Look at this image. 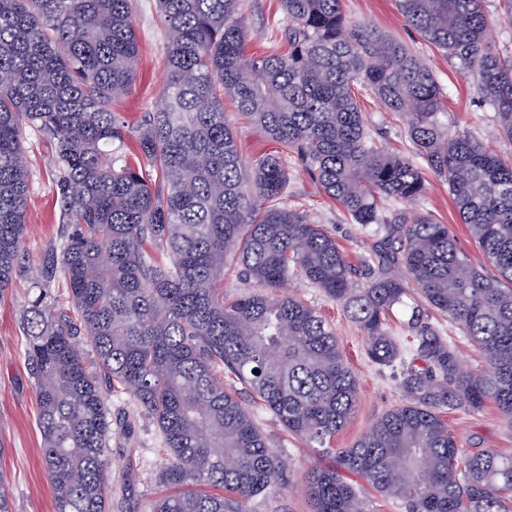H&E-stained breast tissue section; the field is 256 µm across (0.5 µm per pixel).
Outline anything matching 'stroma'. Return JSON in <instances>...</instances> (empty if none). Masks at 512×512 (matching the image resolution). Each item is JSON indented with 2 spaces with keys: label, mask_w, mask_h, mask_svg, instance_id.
<instances>
[{
  "label": "stroma",
  "mask_w": 512,
  "mask_h": 512,
  "mask_svg": "<svg viewBox=\"0 0 512 512\" xmlns=\"http://www.w3.org/2000/svg\"><path fill=\"white\" fill-rule=\"evenodd\" d=\"M342 5L351 20L404 43L433 71L448 102L450 128L475 135L493 152L512 154V143L500 137L472 80L404 23L396 0H343ZM244 7L249 53L257 55L279 46L280 36L288 26L280 0H244ZM135 26L140 40L136 83L126 97L112 106L114 112L130 123L142 113L159 108L167 76L166 36L156 0H138ZM361 105L381 142L390 149L411 154L412 145L400 122L392 120L371 98H363ZM224 119L235 131L245 161H253L272 150L273 145L264 132L245 120L232 105H225ZM23 145L31 170L25 216L29 257L17 270L9 293L0 300V472L5 473L10 482L15 512H54L50 480L42 463L36 383L25 356L21 321L31 283L41 270V261L50 247L59 243L65 227L59 222L50 145L31 130L24 131ZM287 168L291 174L290 204L305 209L312 221L323 225L335 237L348 260L353 265H360L371 253L374 229L348 223L336 202L325 196L297 159H288ZM418 209L447 224L460 250L472 264L491 270V262L460 224L446 182L434 174H427L426 192ZM288 290L328 318L336 331L343 356L356 377L358 400L355 410L334 440L336 447H351L378 418L400 403L398 385L389 371L379 370L366 357L363 334L345 316L340 305L297 276L290 279ZM108 406L112 415V444L106 455L112 463V512H132L133 508L163 490L159 480L163 468L161 437L127 395L112 394ZM248 408L268 436L272 449L285 461L289 483L280 497L255 500L253 512H312L301 479L307 469L319 464V457L304 441L289 434L264 406L252 402ZM444 419L460 448H495L512 452V430L503 423L494 405H487L477 415L451 412L445 414Z\"/></svg>",
  "instance_id": "35a3bbf8"
}]
</instances>
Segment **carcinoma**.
<instances>
[{
	"label": "carcinoma",
	"instance_id": "1",
	"mask_svg": "<svg viewBox=\"0 0 512 512\" xmlns=\"http://www.w3.org/2000/svg\"><path fill=\"white\" fill-rule=\"evenodd\" d=\"M157 2L167 80L160 108L131 127L112 102L136 82L135 0H0V299L26 251V128L51 142L66 224L22 318L55 512H112L113 392L162 438L169 493L137 512H252L279 495L285 462L226 375L332 458L304 478L313 512H368L345 472L405 512H512V454L459 448L441 418L492 402L512 428V157L449 130L432 70L352 21L342 0H281L287 48L262 56L247 51L243 0ZM485 4L398 0L512 143V54L493 48ZM364 92L404 121L413 157L375 140ZM226 98L279 150L246 163ZM287 155L346 220L377 225L362 268L284 203ZM427 169L495 274L416 209ZM230 265L259 291L224 298ZM293 275L339 304L367 358L395 371L401 404L350 448L331 441L355 410L356 379L327 319L285 292ZM397 308L409 310L407 347L388 327ZM435 314L475 343L482 368L462 365ZM0 512H14L1 472Z\"/></svg>",
	"mask_w": 512,
	"mask_h": 512
}]
</instances>
